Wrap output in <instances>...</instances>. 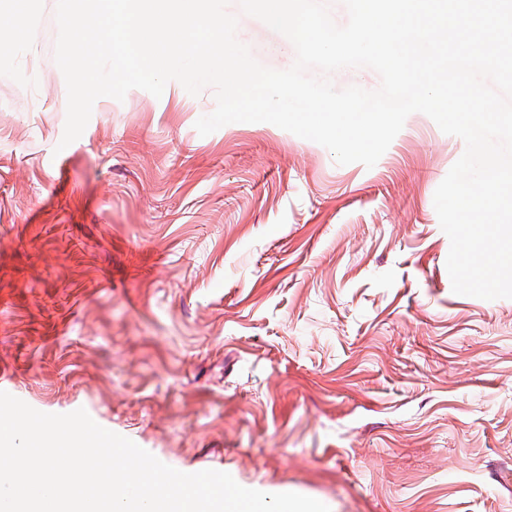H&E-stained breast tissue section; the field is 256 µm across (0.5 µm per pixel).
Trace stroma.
Listing matches in <instances>:
<instances>
[{
  "label": "stroma",
  "instance_id": "35a3bbf8",
  "mask_svg": "<svg viewBox=\"0 0 512 512\" xmlns=\"http://www.w3.org/2000/svg\"><path fill=\"white\" fill-rule=\"evenodd\" d=\"M56 0H0V378L185 473L330 512H512V299L453 293L433 198L465 144L408 116L373 168L213 88L96 100L60 147ZM284 70L292 43L241 14ZM27 23L28 40L13 27Z\"/></svg>",
  "mask_w": 512,
  "mask_h": 512
}]
</instances>
